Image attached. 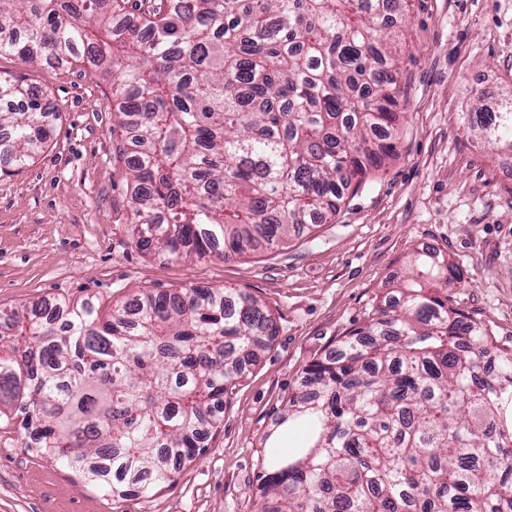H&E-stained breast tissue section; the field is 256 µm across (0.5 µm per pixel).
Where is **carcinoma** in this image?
<instances>
[{
    "mask_svg": "<svg viewBox=\"0 0 512 512\" xmlns=\"http://www.w3.org/2000/svg\"><path fill=\"white\" fill-rule=\"evenodd\" d=\"M0 0V54L80 59L113 78L130 183L128 244L229 260L336 212L396 155V38L411 0ZM476 126L512 153V91ZM58 121L0 72V154L22 168ZM418 282L307 365L260 456L257 512H512V354L448 306L456 277L415 253ZM276 335L234 288L142 291L0 309V420L114 496H148L204 449L225 399Z\"/></svg>",
    "mask_w": 512,
    "mask_h": 512,
    "instance_id": "obj_1",
    "label": "carcinoma"
}]
</instances>
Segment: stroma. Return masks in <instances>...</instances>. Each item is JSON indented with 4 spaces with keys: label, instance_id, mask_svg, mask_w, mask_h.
I'll use <instances>...</instances> for the list:
<instances>
[{
    "label": "stroma",
    "instance_id": "stroma-1",
    "mask_svg": "<svg viewBox=\"0 0 512 512\" xmlns=\"http://www.w3.org/2000/svg\"><path fill=\"white\" fill-rule=\"evenodd\" d=\"M399 45L404 93L396 156L336 217L278 249L231 261H169L127 244L131 221L117 154L112 80L88 63L0 56L36 83L61 118L32 164L0 176V308L140 291L238 288L271 309L277 334L246 366L203 453L148 497L105 495L81 474L22 447L0 425V512H256L258 458L273 413L305 366L367 321L432 248L460 274L449 306L512 351V155L469 129L476 95L512 86V0H412Z\"/></svg>",
    "mask_w": 512,
    "mask_h": 512
}]
</instances>
